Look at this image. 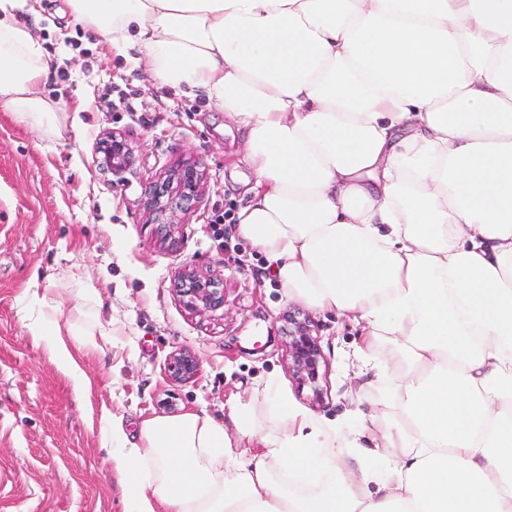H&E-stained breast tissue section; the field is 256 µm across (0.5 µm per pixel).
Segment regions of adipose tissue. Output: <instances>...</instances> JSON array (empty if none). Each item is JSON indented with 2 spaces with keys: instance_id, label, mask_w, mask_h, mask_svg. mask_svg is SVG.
<instances>
[{
  "instance_id": "obj_1",
  "label": "adipose tissue",
  "mask_w": 512,
  "mask_h": 512,
  "mask_svg": "<svg viewBox=\"0 0 512 512\" xmlns=\"http://www.w3.org/2000/svg\"><path fill=\"white\" fill-rule=\"evenodd\" d=\"M68 5L244 131L237 235L288 299L387 337L359 376L398 377V426L343 431L284 391L265 432L246 403L106 418L132 512H512V0ZM19 8L0 0V110L57 135Z\"/></svg>"
}]
</instances>
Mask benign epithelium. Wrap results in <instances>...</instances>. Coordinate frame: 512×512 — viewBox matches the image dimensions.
<instances>
[{
	"label": "benign epithelium",
	"mask_w": 512,
	"mask_h": 512,
	"mask_svg": "<svg viewBox=\"0 0 512 512\" xmlns=\"http://www.w3.org/2000/svg\"><path fill=\"white\" fill-rule=\"evenodd\" d=\"M133 161V150L122 136L112 133L98 142L96 163L103 171L120 177L130 170ZM203 180V171L193 162L169 170L154 185L146 201L152 223L170 224L177 212L196 206L202 196ZM180 292L186 298L187 306L196 311L224 303L220 283L194 271L183 274ZM287 323L291 355L289 374L301 383H313L318 378L321 351L317 337L313 336L311 320L297 312L288 315ZM197 370L198 361L189 353L179 354L171 364L173 376L181 380L191 377Z\"/></svg>",
	"instance_id": "1"
}]
</instances>
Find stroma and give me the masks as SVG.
I'll list each match as a JSON object with an SVG mask.
<instances>
[{
  "label": "stroma",
  "instance_id": "stroma-1",
  "mask_svg": "<svg viewBox=\"0 0 512 512\" xmlns=\"http://www.w3.org/2000/svg\"><path fill=\"white\" fill-rule=\"evenodd\" d=\"M20 15L54 61L48 91L62 129L48 135L0 110V512H127L104 449L112 413L133 428L202 408L220 420L243 401L263 428L283 389L343 429L369 422L397 380H354L361 326L313 314L318 379L298 382L285 317L303 304L246 244L227 250L217 238L220 216L237 212L254 183L242 131L205 94L156 86L129 52L99 44L67 0H24ZM111 132L134 151L122 180L96 164V144ZM187 161L205 173L202 199L176 217L171 246L145 191ZM188 270L222 283L223 306H186ZM51 319L111 341L67 365L35 333ZM388 346L381 336L366 348L378 359ZM182 351L199 369L177 382L168 366Z\"/></svg>",
  "mask_w": 512,
  "mask_h": 512
}]
</instances>
